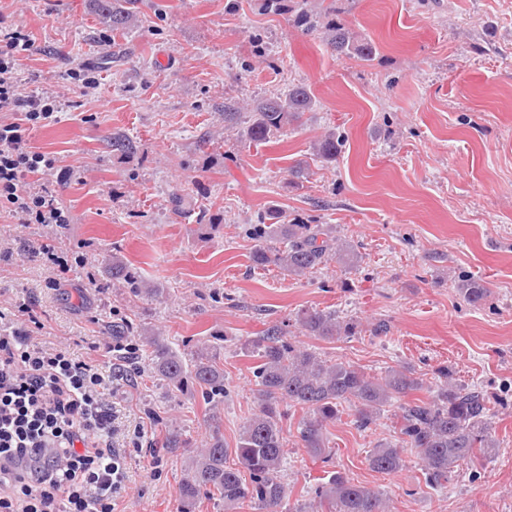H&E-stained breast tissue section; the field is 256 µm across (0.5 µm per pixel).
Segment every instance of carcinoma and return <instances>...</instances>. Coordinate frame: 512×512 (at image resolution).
Here are the masks:
<instances>
[{
	"label": "carcinoma",
	"mask_w": 512,
	"mask_h": 512,
	"mask_svg": "<svg viewBox=\"0 0 512 512\" xmlns=\"http://www.w3.org/2000/svg\"><path fill=\"white\" fill-rule=\"evenodd\" d=\"M101 24L112 33L126 30L134 21L128 0H97ZM325 41L338 55H354L369 61L374 46L357 39L344 24L332 19L325 26ZM314 101L307 87L293 85L278 96L252 102V123L243 131L244 140L262 142L311 111ZM344 137L330 132L318 141L315 156L332 163L342 151ZM254 234L273 239L275 247H260L253 254L258 266L273 265L289 276L312 274L332 259L354 266L362 260L354 247L332 236L327 224L288 222L276 206L260 216ZM112 277L127 282L135 279L124 260L114 254L109 260ZM463 301L481 305L488 296L485 283L465 278L458 284ZM295 326L305 336L322 340L352 338L362 333L361 323L342 317L334 310L307 309L297 315ZM286 324L270 323L255 340L253 367L259 410L244 422L234 454L224 448L223 439L211 436L201 457L179 487L182 512H193L199 499L207 495L224 501V508L246 506L252 512H319L316 507L283 510L287 490L282 482L284 437L279 425L280 404L304 412L300 427L303 448L314 459L328 461L326 426L340 418V407H355V424L368 429L376 424L392 401L424 388L423 379L412 367L399 365L373 377L350 363L332 362L305 347L285 339ZM151 361L154 369L172 387L181 390L191 381L209 398L224 394V373L216 362L200 357L187 368L183 356L152 337ZM440 382L435 394L416 398L401 407L399 437L380 442L368 453L369 468L381 474H395L405 466V454L415 455L424 471L427 487L448 486L462 464H473L495 455L492 436L493 398L476 386L456 383L448 369L438 370ZM319 502L330 505L329 512H390L387 499L369 487L355 483L339 472L327 476L315 490Z\"/></svg>",
	"instance_id": "obj_1"
}]
</instances>
